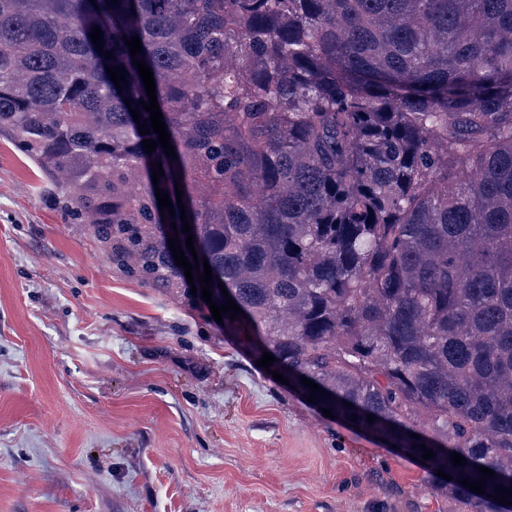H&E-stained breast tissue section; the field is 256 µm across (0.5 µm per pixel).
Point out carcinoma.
<instances>
[{
  "label": "carcinoma",
  "mask_w": 512,
  "mask_h": 512,
  "mask_svg": "<svg viewBox=\"0 0 512 512\" xmlns=\"http://www.w3.org/2000/svg\"><path fill=\"white\" fill-rule=\"evenodd\" d=\"M126 36L141 39L175 159L142 146L158 134L129 111L149 120ZM107 66L128 73L122 93ZM1 131L123 275L201 298L168 244L191 261L193 235L212 301L225 303L221 281L244 311L224 333L252 336L253 358L273 354L304 397L303 376L328 392L315 405L416 455L407 420L424 413L448 443L431 463L450 493L503 512L512 0H0ZM481 466L495 475L476 494L460 481Z\"/></svg>",
  "instance_id": "cac0c4a2"
}]
</instances>
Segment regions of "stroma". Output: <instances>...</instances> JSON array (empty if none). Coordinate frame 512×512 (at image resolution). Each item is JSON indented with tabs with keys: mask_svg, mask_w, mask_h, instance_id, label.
<instances>
[{
	"mask_svg": "<svg viewBox=\"0 0 512 512\" xmlns=\"http://www.w3.org/2000/svg\"><path fill=\"white\" fill-rule=\"evenodd\" d=\"M0 512H465L202 303L114 272L0 134Z\"/></svg>",
	"mask_w": 512,
	"mask_h": 512,
	"instance_id": "obj_1",
	"label": "stroma"
}]
</instances>
